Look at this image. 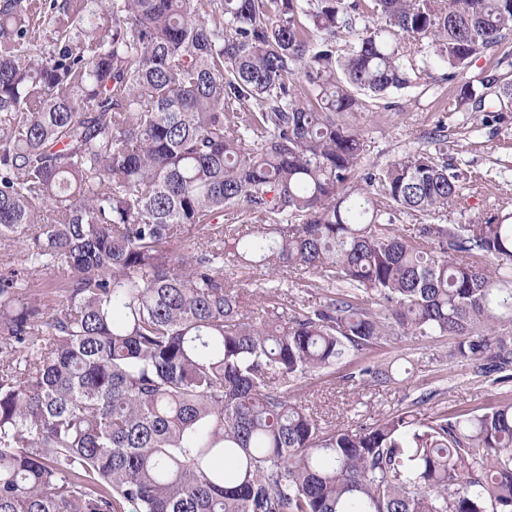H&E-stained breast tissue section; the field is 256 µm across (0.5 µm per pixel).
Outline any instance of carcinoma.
<instances>
[{
    "instance_id": "obj_1",
    "label": "carcinoma",
    "mask_w": 512,
    "mask_h": 512,
    "mask_svg": "<svg viewBox=\"0 0 512 512\" xmlns=\"http://www.w3.org/2000/svg\"><path fill=\"white\" fill-rule=\"evenodd\" d=\"M40 13L0 4V512H512L511 400L352 429L288 399L348 357L388 383L402 334L512 382V213L448 222L484 186L448 126L367 167L352 123L438 71L512 112V0H63L49 51ZM227 249L337 292L255 317Z\"/></svg>"
}]
</instances>
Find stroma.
<instances>
[{"label":"stroma","mask_w":512,"mask_h":512,"mask_svg":"<svg viewBox=\"0 0 512 512\" xmlns=\"http://www.w3.org/2000/svg\"><path fill=\"white\" fill-rule=\"evenodd\" d=\"M439 123L455 132L448 144L449 156L460 167L480 172L487 183L481 194H463L448 220L456 223L482 217L494 196L504 191L512 195V112L497 131H488L479 126L477 118L468 119L456 111L454 88L448 82L393 93L384 103L367 101L356 119L367 145L364 162L385 164L401 158L421 147L426 132ZM224 272L242 290L248 310L261 314L263 285L271 277L270 270L244 269L229 260ZM452 347V339L446 337L398 336L374 356L375 362L392 368V382L382 387L351 384L345 376L354 364L346 360L298 384L291 399L336 424L353 427L371 424L410 405L425 418L439 412H482L512 399V383L474 377L468 366L450 358ZM425 393L429 401L420 402Z\"/></svg>","instance_id":"35a3bbf8"}]
</instances>
